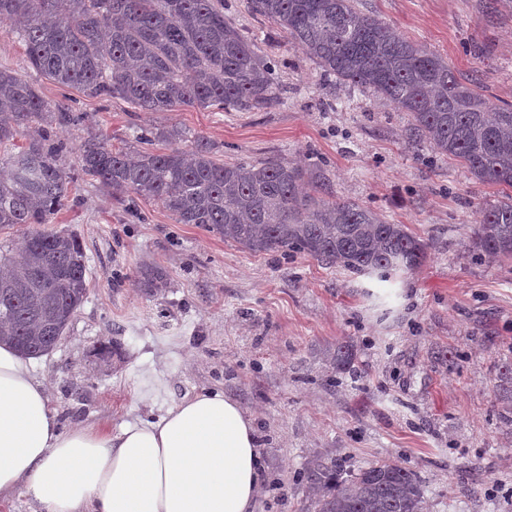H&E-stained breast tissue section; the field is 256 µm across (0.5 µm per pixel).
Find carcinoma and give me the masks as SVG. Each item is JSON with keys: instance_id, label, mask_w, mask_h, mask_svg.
I'll return each instance as SVG.
<instances>
[{"instance_id": "obj_1", "label": "carcinoma", "mask_w": 512, "mask_h": 512, "mask_svg": "<svg viewBox=\"0 0 512 512\" xmlns=\"http://www.w3.org/2000/svg\"><path fill=\"white\" fill-rule=\"evenodd\" d=\"M251 8L325 74L408 113L413 141L499 188L501 199L482 208L470 248L478 257L512 259V104L487 99L448 61L354 0H251ZM0 19L11 23L37 73L88 96L146 112H253L279 102L272 67L224 21L223 0H0ZM0 104V230L25 227L21 252L0 246V339L38 358L54 349L88 294L79 237L39 229L66 206L72 179L69 150L52 134L54 114L76 124L84 116L46 102L9 69H0ZM187 138L179 127L144 130L132 160L91 134L75 164L116 197L155 201L176 223L250 253L308 255L384 280L425 261L428 243L370 207L336 200L317 164H226L201 138L188 149L175 146ZM138 274L150 297L168 288L157 265ZM325 356L335 372L357 375L351 345ZM302 478L314 490V512H422L420 481L392 461L341 477L336 461L316 459Z\"/></svg>"}]
</instances>
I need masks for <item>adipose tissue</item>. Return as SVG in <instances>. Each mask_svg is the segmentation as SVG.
Returning <instances> with one entry per match:
<instances>
[{
	"label": "adipose tissue",
	"mask_w": 512,
	"mask_h": 512,
	"mask_svg": "<svg viewBox=\"0 0 512 512\" xmlns=\"http://www.w3.org/2000/svg\"><path fill=\"white\" fill-rule=\"evenodd\" d=\"M262 463L253 418L224 392L155 421L62 431L29 360L0 344V499L46 512H255Z\"/></svg>",
	"instance_id": "1"
}]
</instances>
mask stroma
Listing matches in <instances>:
<instances>
[{"instance_id":"35a3bbf8","label":"stroma","mask_w":512,"mask_h":512,"mask_svg":"<svg viewBox=\"0 0 512 512\" xmlns=\"http://www.w3.org/2000/svg\"><path fill=\"white\" fill-rule=\"evenodd\" d=\"M402 36L446 58L491 99L512 103V11L495 0H356ZM224 19L274 63L279 105L264 112L180 107L143 112L38 75L0 21V68L46 101L83 113L56 121L70 148L96 133L136 150L153 126L203 138L226 163H318L338 200L362 203L429 242L420 268L382 282L297 254L254 255L160 205L115 198L73 172L51 227L80 238L88 297L53 351L34 359L61 429L158 420L198 393L235 397L255 418L263 479L256 512H312L299 474L315 459L345 472L389 460L414 472L422 512H512V262L467 244L497 188L408 139L409 117L324 75L251 0ZM169 284L144 294L137 269ZM354 346L358 376L322 359Z\"/></svg>"}]
</instances>
